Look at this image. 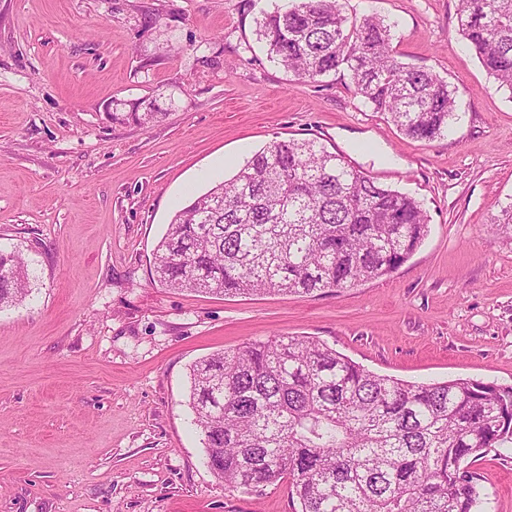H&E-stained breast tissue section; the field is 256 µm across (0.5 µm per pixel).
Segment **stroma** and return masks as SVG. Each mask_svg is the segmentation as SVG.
Returning a JSON list of instances; mask_svg holds the SVG:
<instances>
[{
	"label": "stroma",
	"instance_id": "35a3bbf8",
	"mask_svg": "<svg viewBox=\"0 0 512 512\" xmlns=\"http://www.w3.org/2000/svg\"><path fill=\"white\" fill-rule=\"evenodd\" d=\"M283 0H0V249L30 288L0 309V512H299L232 494L187 405L200 358L275 334L412 383L512 385V92L456 33L461 0H347L457 90L446 138L403 135L346 75L299 80L256 21ZM156 103L140 125L114 103ZM315 139L427 212L422 246L340 293L213 296L160 285L174 213L275 140ZM512 512V444L471 464Z\"/></svg>",
	"mask_w": 512,
	"mask_h": 512
}]
</instances>
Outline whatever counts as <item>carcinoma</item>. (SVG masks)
I'll return each instance as SVG.
<instances>
[{
  "label": "carcinoma",
  "instance_id": "cac0c4a2",
  "mask_svg": "<svg viewBox=\"0 0 512 512\" xmlns=\"http://www.w3.org/2000/svg\"><path fill=\"white\" fill-rule=\"evenodd\" d=\"M457 33L512 92V0H462ZM268 57L301 79L345 72L406 136L448 135L456 89L400 61L391 27L346 0H293L257 22ZM163 113L114 112L148 124ZM429 232L415 198L378 184L314 140L274 141L178 211L155 253L170 288L339 293L386 276ZM25 261L0 251V308L28 292ZM207 464L231 491L288 480L300 512H478L470 459L512 443V385L415 384L369 371L309 336L212 354L190 372Z\"/></svg>",
  "mask_w": 512,
  "mask_h": 512
}]
</instances>
